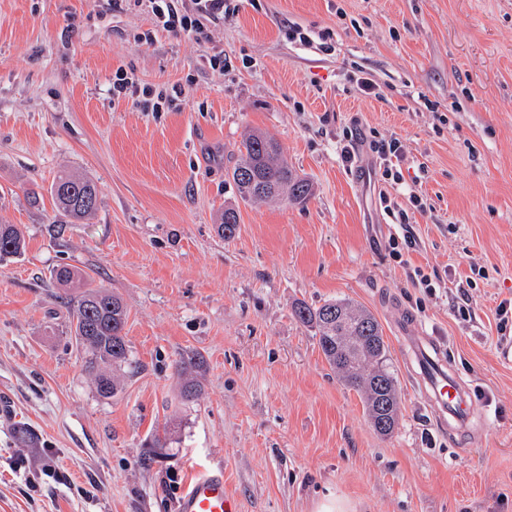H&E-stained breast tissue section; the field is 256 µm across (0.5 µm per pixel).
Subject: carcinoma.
<instances>
[{
  "instance_id": "carcinoma-1",
  "label": "carcinoma",
  "mask_w": 512,
  "mask_h": 512,
  "mask_svg": "<svg viewBox=\"0 0 512 512\" xmlns=\"http://www.w3.org/2000/svg\"><path fill=\"white\" fill-rule=\"evenodd\" d=\"M239 153L232 180L241 199L277 198L302 204L312 195L311 184L294 172L280 145L265 134H250L241 142ZM49 194L58 215L67 222L93 215L100 205L96 182L82 174L60 173L50 185ZM237 224V211L228 208L219 231L231 239ZM24 249L23 230L16 224L0 223V263L20 256ZM294 314L315 330L331 368L362 393L373 427L382 435L391 434L399 420V400L377 319L346 299L329 300L319 307L299 304ZM69 316L71 337L88 356L87 368L97 390L104 397L112 396L116 391L114 378L100 366L117 367L128 361L123 335L127 311L122 300L105 289H87L69 306Z\"/></svg>"
}]
</instances>
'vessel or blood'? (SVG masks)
<instances>
[{"label":"vessel or blood","instance_id":"obj_1","mask_svg":"<svg viewBox=\"0 0 512 512\" xmlns=\"http://www.w3.org/2000/svg\"><path fill=\"white\" fill-rule=\"evenodd\" d=\"M406 342L412 374L427 403L442 425L462 428L476 407L468 387L433 337L410 336ZM178 512H234L224 492L223 472L196 474L178 501Z\"/></svg>","mask_w":512,"mask_h":512}]
</instances>
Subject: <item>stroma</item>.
Segmentation results:
<instances>
[{"label": "stroma", "instance_id": "35a3bbf8", "mask_svg": "<svg viewBox=\"0 0 512 512\" xmlns=\"http://www.w3.org/2000/svg\"><path fill=\"white\" fill-rule=\"evenodd\" d=\"M151 27L106 0H0V221L28 242L0 264V512H177L203 470L236 512H512V0H241L203 38L140 41ZM119 69L169 105L113 97ZM252 130L311 181L306 204L240 199ZM390 138L397 182L371 149ZM64 169L98 185L88 219L53 211ZM393 236L413 248L395 256ZM61 266L127 307L114 396L70 338ZM334 298L382 325L392 435L294 314ZM404 326L468 385L463 434L422 399Z\"/></svg>", "mask_w": 512, "mask_h": 512}]
</instances>
